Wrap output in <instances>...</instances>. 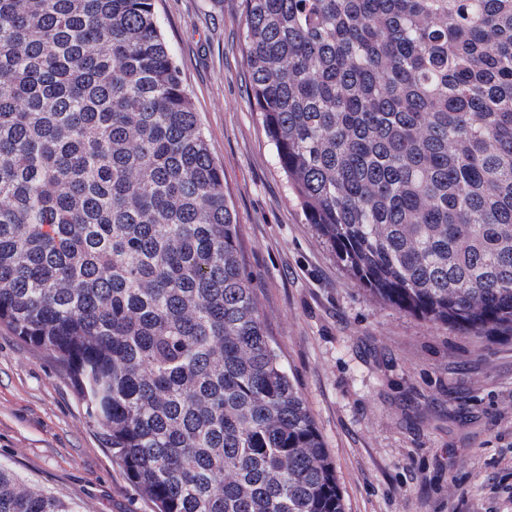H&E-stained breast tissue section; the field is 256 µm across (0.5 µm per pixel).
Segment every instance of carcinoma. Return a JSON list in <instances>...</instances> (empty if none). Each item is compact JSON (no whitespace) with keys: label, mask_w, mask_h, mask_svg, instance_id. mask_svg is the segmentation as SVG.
I'll list each match as a JSON object with an SVG mask.
<instances>
[{"label":"carcinoma","mask_w":512,"mask_h":512,"mask_svg":"<svg viewBox=\"0 0 512 512\" xmlns=\"http://www.w3.org/2000/svg\"><path fill=\"white\" fill-rule=\"evenodd\" d=\"M308 223L385 305L512 337V0H243ZM0 325L152 512H345L157 0H0ZM0 512H74L0 464Z\"/></svg>","instance_id":"cac0c4a2"}]
</instances>
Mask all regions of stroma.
<instances>
[{"label":"stroma","mask_w":512,"mask_h":512,"mask_svg":"<svg viewBox=\"0 0 512 512\" xmlns=\"http://www.w3.org/2000/svg\"><path fill=\"white\" fill-rule=\"evenodd\" d=\"M267 327L346 512H512V338L385 306L307 224L250 96L242 0H158ZM0 464L76 512H151L70 381L0 327Z\"/></svg>","instance_id":"1"}]
</instances>
